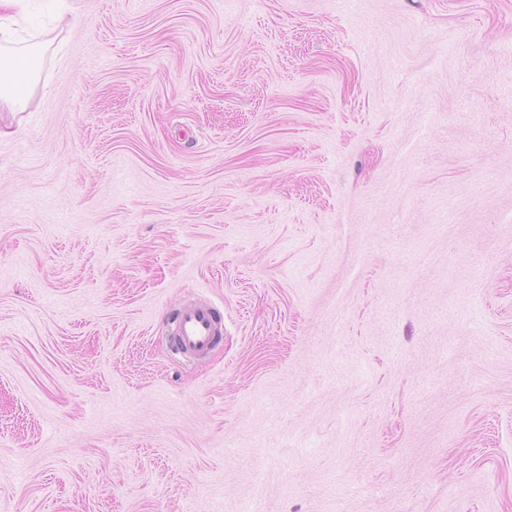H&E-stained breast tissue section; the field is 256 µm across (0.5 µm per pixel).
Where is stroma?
<instances>
[{"instance_id":"35a3bbf8","label":"stroma","mask_w":512,"mask_h":512,"mask_svg":"<svg viewBox=\"0 0 512 512\" xmlns=\"http://www.w3.org/2000/svg\"><path fill=\"white\" fill-rule=\"evenodd\" d=\"M26 2L0 512H512V0ZM172 324L171 348L185 357H198L211 350L224 334V320L211 306L179 307L168 316Z\"/></svg>"}]
</instances>
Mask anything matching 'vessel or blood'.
Listing matches in <instances>:
<instances>
[{"instance_id": "obj_1", "label": "vessel or blood", "mask_w": 512, "mask_h": 512, "mask_svg": "<svg viewBox=\"0 0 512 512\" xmlns=\"http://www.w3.org/2000/svg\"><path fill=\"white\" fill-rule=\"evenodd\" d=\"M168 320L171 324V348L189 358L207 353L224 334L222 317L208 305L177 308L170 313Z\"/></svg>"}]
</instances>
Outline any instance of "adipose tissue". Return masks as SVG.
Listing matches in <instances>:
<instances>
[{
	"label": "adipose tissue",
	"instance_id": "adipose-tissue-1",
	"mask_svg": "<svg viewBox=\"0 0 512 512\" xmlns=\"http://www.w3.org/2000/svg\"><path fill=\"white\" fill-rule=\"evenodd\" d=\"M22 2L23 0H0V103L6 104L13 112H21L25 109L34 83L31 71L40 53L38 46L28 47L24 57L28 73L24 76L20 75L8 43L11 37L9 23Z\"/></svg>",
	"mask_w": 512,
	"mask_h": 512
}]
</instances>
